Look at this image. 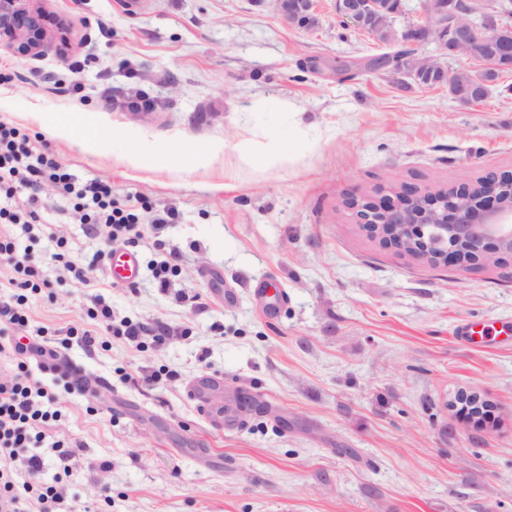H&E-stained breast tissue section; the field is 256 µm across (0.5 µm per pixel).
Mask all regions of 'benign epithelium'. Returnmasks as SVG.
Masks as SVG:
<instances>
[{"mask_svg": "<svg viewBox=\"0 0 512 512\" xmlns=\"http://www.w3.org/2000/svg\"><path fill=\"white\" fill-rule=\"evenodd\" d=\"M42 0H0V49L19 58L37 59L53 43L65 48V26L47 14ZM370 0H335L336 15L345 24L364 25ZM279 16L297 21L317 12V0H274ZM512 0H424L425 22L402 28L408 50L405 66L398 60L386 69L413 81L428 79L447 86L455 97L471 96V88L448 82L443 60L475 57L493 41L500 57L493 67L512 69V33L500 19ZM436 43L437 55L426 56L422 46ZM347 206L361 228L381 247L426 260L439 268L466 271L500 267L512 258V172L482 182L463 183L451 190L422 193L402 184L386 194L351 197ZM470 401L454 405L463 419L484 424L486 414L475 410L479 391H465Z\"/></svg>", "mask_w": 512, "mask_h": 512, "instance_id": "obj_1", "label": "benign epithelium"}]
</instances>
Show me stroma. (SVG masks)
<instances>
[{"mask_svg":"<svg viewBox=\"0 0 512 512\" xmlns=\"http://www.w3.org/2000/svg\"><path fill=\"white\" fill-rule=\"evenodd\" d=\"M43 7L67 24L69 49L33 62L0 51V121L47 143L77 181L176 214L148 225L129 284L96 259L124 243L78 223L51 187L42 232L17 234L50 283L27 309L61 351L43 375L62 412L51 434L82 446L62 479L65 512H512V342L460 334L512 321V264L432 269L382 250L344 204L511 171L512 72L463 105L447 88L353 68L385 47L342 24L332 0L308 30L271 0ZM59 79L80 93L56 91ZM107 84L144 88L157 107L107 108ZM44 115L76 118L75 132L49 134ZM245 138L295 141L297 159L236 168ZM186 142L195 154L179 153ZM167 151L163 169L126 162ZM164 260L176 273L162 288ZM261 285L283 298L261 303ZM100 303L146 324L143 344L114 337L91 352L68 337ZM206 376L252 397L238 430L189 394ZM468 387L495 403L494 424L474 429L447 408Z\"/></svg>","mask_w":512,"mask_h":512,"instance_id":"1","label":"stroma"}]
</instances>
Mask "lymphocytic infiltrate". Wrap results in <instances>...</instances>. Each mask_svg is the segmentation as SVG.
Wrapping results in <instances>:
<instances>
[{
    "instance_id": "1",
    "label": "lymphocytic infiltrate",
    "mask_w": 512,
    "mask_h": 512,
    "mask_svg": "<svg viewBox=\"0 0 512 512\" xmlns=\"http://www.w3.org/2000/svg\"><path fill=\"white\" fill-rule=\"evenodd\" d=\"M46 184L72 201L80 223L108 228L115 241L133 243L141 239L142 213H151L156 224L169 223L175 216L171 210L153 209L144 199L132 204L114 199L107 183L75 181L49 147H37L21 128L0 122V266L9 270L0 279V325L18 332L10 344L8 362L0 365V512H61L62 486L41 479L42 449L50 447L56 467L64 475L71 471L76 449L75 444L49 438L53 422L62 413L56 406L53 388L37 378L33 369L52 366L57 353L41 342L46 327L36 328L34 337L26 335L31 329L28 296L40 292L42 284L14 233L15 225L30 232L40 224L39 192ZM22 190L28 193L26 204L13 206L15 195ZM94 319V326L79 324L69 329L70 336L91 351L106 347L112 336L137 344L148 333L147 327L139 323H112L106 307L98 310Z\"/></svg>"
}]
</instances>
